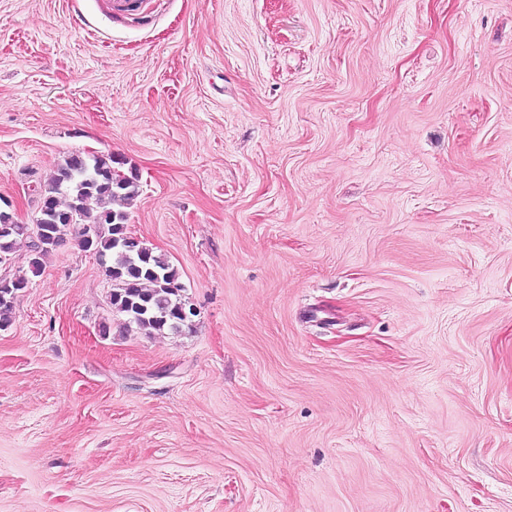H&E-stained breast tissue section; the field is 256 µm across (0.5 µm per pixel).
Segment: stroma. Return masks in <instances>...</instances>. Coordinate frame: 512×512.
I'll list each match as a JSON object with an SVG mask.
<instances>
[{
    "instance_id": "obj_1",
    "label": "stroma",
    "mask_w": 512,
    "mask_h": 512,
    "mask_svg": "<svg viewBox=\"0 0 512 512\" xmlns=\"http://www.w3.org/2000/svg\"><path fill=\"white\" fill-rule=\"evenodd\" d=\"M189 329L74 235L0 330V512H512V0H0V196L67 155Z\"/></svg>"
}]
</instances>
